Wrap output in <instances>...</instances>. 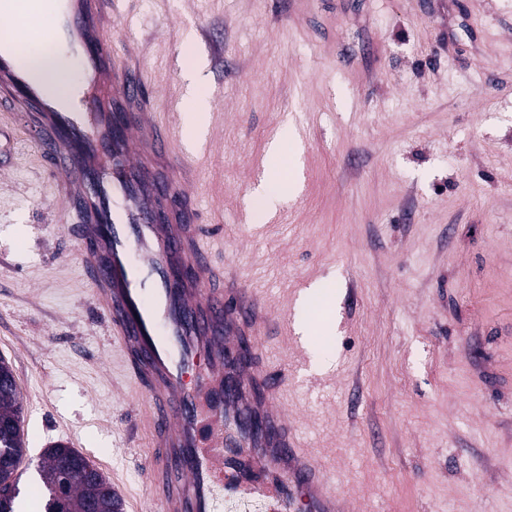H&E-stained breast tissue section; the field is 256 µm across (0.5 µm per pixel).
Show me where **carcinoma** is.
I'll return each instance as SVG.
<instances>
[{
  "label": "carcinoma",
  "mask_w": 512,
  "mask_h": 512,
  "mask_svg": "<svg viewBox=\"0 0 512 512\" xmlns=\"http://www.w3.org/2000/svg\"><path fill=\"white\" fill-rule=\"evenodd\" d=\"M14 421L13 426H0V485L19 484L18 469L25 454V441L22 433L23 404L12 370L0 367V420ZM76 454V450L54 444L45 449L39 466V477L45 490H50V477L66 470V462ZM110 485L106 476L96 482L73 472L71 494L60 512H90L91 504L97 502L102 512H124V502L115 492L105 494Z\"/></svg>",
  "instance_id": "1"
}]
</instances>
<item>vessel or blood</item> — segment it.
<instances>
[{"instance_id": "obj_1", "label": "vessel or blood", "mask_w": 512, "mask_h": 512, "mask_svg": "<svg viewBox=\"0 0 512 512\" xmlns=\"http://www.w3.org/2000/svg\"><path fill=\"white\" fill-rule=\"evenodd\" d=\"M40 36L79 55L85 90L66 106L0 44V110L18 113L81 226L83 265L134 381L145 426L161 453L149 466L160 512H220L224 497L260 496L266 512H338L343 498L296 437L280 390L257 354L228 366L226 351L256 344L270 307L236 273L216 276L197 234V209L176 196L197 193L182 162L176 123L151 111L147 73L117 45L119 0H60L38 12ZM260 415L253 435L248 415ZM274 469L257 489L232 462Z\"/></svg>"}]
</instances>
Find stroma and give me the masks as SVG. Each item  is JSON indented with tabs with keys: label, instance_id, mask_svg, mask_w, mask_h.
Returning <instances> with one entry per match:
<instances>
[{
	"label": "stroma",
	"instance_id": "35a3bbf8",
	"mask_svg": "<svg viewBox=\"0 0 512 512\" xmlns=\"http://www.w3.org/2000/svg\"><path fill=\"white\" fill-rule=\"evenodd\" d=\"M123 46L184 138L199 231L274 315L328 314L260 345L348 512H512V0H123ZM300 190L256 217L268 129ZM0 356L24 400L21 503L62 442L150 508L156 453L38 149L0 112ZM209 109L208 102L204 94L196 91L192 98V105L186 110V126L191 136H195L200 128L204 112Z\"/></svg>",
	"mask_w": 512,
	"mask_h": 512
}]
</instances>
